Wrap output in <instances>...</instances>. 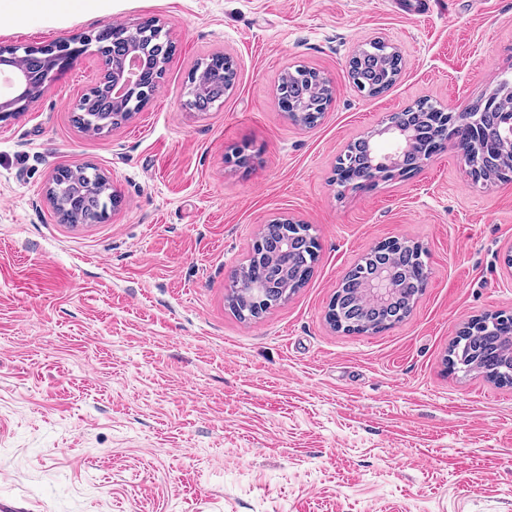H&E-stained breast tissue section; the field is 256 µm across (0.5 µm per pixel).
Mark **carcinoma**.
I'll return each instance as SVG.
<instances>
[{"label": "carcinoma", "mask_w": 512, "mask_h": 512, "mask_svg": "<svg viewBox=\"0 0 512 512\" xmlns=\"http://www.w3.org/2000/svg\"><path fill=\"white\" fill-rule=\"evenodd\" d=\"M90 41L107 47L111 58L123 54L124 45L120 37L108 29L98 31ZM68 47L56 45L53 51L31 49L20 56L19 62L32 75L45 76L52 72L58 62L67 55ZM201 66L207 70L209 82L201 92L191 93L189 105L205 111L224 101V95L231 89L235 78L231 58L215 53L205 59ZM402 68V59L392 53L390 47L381 42H367L360 48L350 69L353 86L362 94L376 97L387 91L396 81ZM278 101L300 105L298 110H288V116L296 123L311 127L321 119L332 98L329 89L318 82V74L303 66L286 71L278 84ZM488 98L497 100V105L487 106L479 102L473 107L476 112L491 114L500 112L509 105L502 100L500 88H495ZM115 112L112 100L95 96L88 101V112L79 118L78 124L93 132L112 122ZM437 105L423 100L412 122L422 132L418 148L407 155L406 163L411 165L422 154H433L441 149L438 145L440 128L443 125ZM362 153L363 149L350 145L336 161V178L351 179L347 167L349 153ZM482 161L485 180L502 179L512 173V148L506 146L485 151L482 142L470 146L471 161ZM56 213L61 222L72 223L77 214L101 217L107 206L114 201L112 187L103 175L89 166L75 170L68 169L57 182ZM319 246L310 234L306 224L273 223L264 226L252 246L248 263L241 268L236 281L242 279L263 283L266 293L263 300L245 296L231 288L229 305L241 318H258L271 307L282 301L281 294L288 289L302 287L308 280L318 257ZM425 251L416 243L395 240L386 253L374 249L364 256L345 276L341 293L329 305L334 312L335 326L351 333H380L392 328L410 313L415 300L423 292L428 280V265ZM395 269L405 287L399 289L389 306L382 310L370 309L363 299V284L380 267ZM504 360L501 336L488 330L484 319L468 322L466 330L457 336L448 351L447 368L455 371L461 367L467 372L481 373L484 369L498 366Z\"/></svg>", "instance_id": "1"}]
</instances>
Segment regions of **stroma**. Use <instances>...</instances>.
I'll return each mask as SVG.
<instances>
[{
    "label": "stroma",
    "mask_w": 512,
    "mask_h": 512,
    "mask_svg": "<svg viewBox=\"0 0 512 512\" xmlns=\"http://www.w3.org/2000/svg\"><path fill=\"white\" fill-rule=\"evenodd\" d=\"M152 19L174 49L131 119L75 125L103 73L90 50L0 121V496L34 512H512V386L445 365L466 322L512 313V178L474 181L449 146L373 187L334 181L388 113L454 111L512 77V0H101L2 25L0 46ZM376 37L403 66L365 97L348 65ZM219 52L234 87L191 111L189 78ZM297 65L333 86L311 129L276 100ZM85 164L120 201L59 223L49 178ZM279 217L311 226L314 274L240 320L232 276ZM390 238L427 252L411 315L334 330L340 280Z\"/></svg>",
    "instance_id": "obj_1"
}]
</instances>
